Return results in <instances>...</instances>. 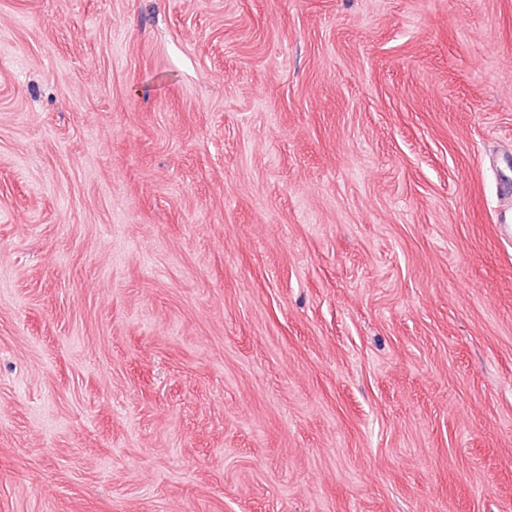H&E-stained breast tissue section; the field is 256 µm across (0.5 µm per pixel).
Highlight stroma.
<instances>
[{
  "instance_id": "obj_1",
  "label": "stroma",
  "mask_w": 512,
  "mask_h": 512,
  "mask_svg": "<svg viewBox=\"0 0 512 512\" xmlns=\"http://www.w3.org/2000/svg\"><path fill=\"white\" fill-rule=\"evenodd\" d=\"M0 512H512V0H0Z\"/></svg>"
}]
</instances>
